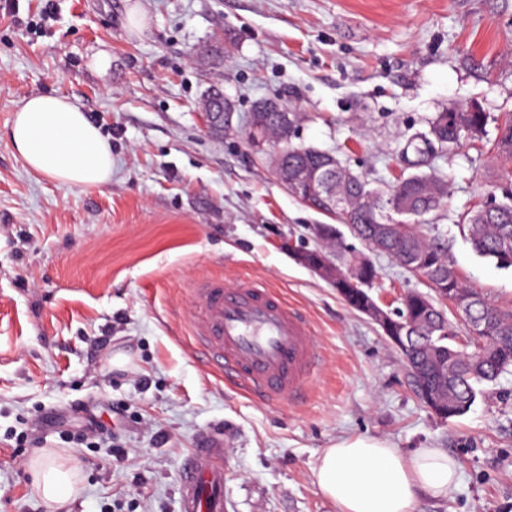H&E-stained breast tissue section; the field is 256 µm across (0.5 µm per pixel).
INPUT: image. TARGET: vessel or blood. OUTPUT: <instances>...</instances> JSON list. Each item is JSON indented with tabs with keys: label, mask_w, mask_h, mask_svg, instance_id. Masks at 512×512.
Listing matches in <instances>:
<instances>
[{
	"label": "vessel or blood",
	"mask_w": 512,
	"mask_h": 512,
	"mask_svg": "<svg viewBox=\"0 0 512 512\" xmlns=\"http://www.w3.org/2000/svg\"><path fill=\"white\" fill-rule=\"evenodd\" d=\"M193 319L195 350L246 392L287 403L309 386L319 362L308 318L251 278L226 287L201 281ZM181 512H224V436L207 435L182 462Z\"/></svg>",
	"instance_id": "vessel-or-blood-1"
}]
</instances>
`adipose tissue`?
<instances>
[{
    "label": "adipose tissue",
    "instance_id": "1",
    "mask_svg": "<svg viewBox=\"0 0 512 512\" xmlns=\"http://www.w3.org/2000/svg\"><path fill=\"white\" fill-rule=\"evenodd\" d=\"M14 150L32 174L58 185L97 187L112 179V145L68 98H28L10 127ZM77 468L70 462L44 465L35 477L40 496L64 502L74 490ZM314 480L337 512H414L420 494L447 495L457 481L455 461L437 448L406 454L386 442L357 437L323 449Z\"/></svg>",
    "mask_w": 512,
    "mask_h": 512
}]
</instances>
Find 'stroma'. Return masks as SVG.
Masks as SVG:
<instances>
[{"mask_svg":"<svg viewBox=\"0 0 512 512\" xmlns=\"http://www.w3.org/2000/svg\"><path fill=\"white\" fill-rule=\"evenodd\" d=\"M218 35L230 52L214 69L200 50ZM214 86L241 116L287 104L293 143L334 151L380 188L406 173L400 150L435 113L487 112L482 141L435 158L448 203L426 220L460 278L512 311V269L456 227L502 178L512 0H18L0 11V512H180L182 460L219 430L225 512H336L312 468L357 436L455 459L457 486L414 512H512V371L465 415L432 414L379 326L293 258L333 216L289 193L242 136L205 129ZM44 94L68 97L110 140L111 183L64 188L29 172L9 128ZM373 261L379 305L428 292L388 256ZM211 275L229 287L250 276L308 317L321 360L300 400L268 404L201 364L193 287ZM89 416L105 427L91 443L76 438ZM36 458L76 464L63 505L36 492Z\"/></svg>","mask_w":512,"mask_h":512,"instance_id":"1","label":"stroma"}]
</instances>
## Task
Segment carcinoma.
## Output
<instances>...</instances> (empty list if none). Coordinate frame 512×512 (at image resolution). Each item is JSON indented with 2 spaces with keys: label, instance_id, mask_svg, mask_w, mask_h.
<instances>
[{
  "label": "carcinoma",
  "instance_id": "cac0c4a2",
  "mask_svg": "<svg viewBox=\"0 0 512 512\" xmlns=\"http://www.w3.org/2000/svg\"><path fill=\"white\" fill-rule=\"evenodd\" d=\"M488 123L487 113L476 106H465L453 112H438L429 122L428 134L421 137L426 148L418 151L411 164L416 172L401 178L386 189L370 187L361 174L346 176L350 169L336 163L333 187L343 203L336 208V217L350 226L363 243L366 252H353L341 265L360 269L361 281L344 284L343 300L358 310L365 293L377 278V269L371 255L384 254L407 271L426 276L432 287L450 298L467 284L459 277L448 251L438 236L429 237L423 225L416 220L439 209L448 199V175L431 166L434 149L442 151L457 146L467 139L483 137ZM246 140L252 147L264 151L273 148L275 168H286L294 173L300 169L328 174L326 162L332 152L314 146L295 144L291 130L278 126V113H265V125L260 133L246 124ZM494 149L505 164L501 197L494 205L482 204L461 216L460 231L480 256L493 258L501 268L512 267V114L498 127ZM377 224H397L394 237L380 240L375 232ZM320 242L303 254L311 260L334 258L338 242H330L332 233L323 224L317 229ZM429 294L412 291L404 295L401 307L393 315L398 328L408 331L413 344L409 356L416 363L424 361L430 351L439 364L425 371L435 388V405L429 410L438 418L450 420L463 416L474 403L478 387L492 382L512 369V313L490 304L480 293H475V305L467 322L479 323L480 332L477 359L464 362L457 358L451 337L459 332L443 312L428 307Z\"/></svg>",
  "mask_w": 512,
  "mask_h": 512
}]
</instances>
